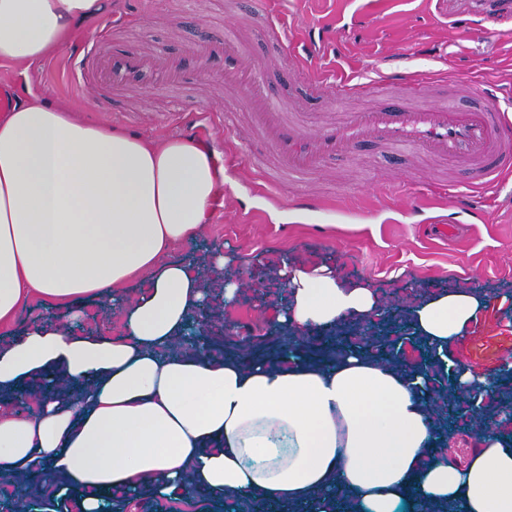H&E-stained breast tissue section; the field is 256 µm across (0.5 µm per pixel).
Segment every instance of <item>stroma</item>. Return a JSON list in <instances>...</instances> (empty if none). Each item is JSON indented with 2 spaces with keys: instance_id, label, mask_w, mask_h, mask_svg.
I'll use <instances>...</instances> for the list:
<instances>
[{
  "instance_id": "stroma-1",
  "label": "stroma",
  "mask_w": 512,
  "mask_h": 512,
  "mask_svg": "<svg viewBox=\"0 0 512 512\" xmlns=\"http://www.w3.org/2000/svg\"><path fill=\"white\" fill-rule=\"evenodd\" d=\"M124 8L135 16L140 43L152 49L178 46L204 29L221 32L227 19H235L247 49L268 65L284 111L305 113L314 127L333 107L305 97L289 79L294 64L288 54H314L316 70H333L339 78L405 60L411 72L429 74L419 96L426 102L451 96L462 106H475L477 98L463 87L476 81L512 96V0H112L113 12ZM474 12L499 18L500 33L474 34L453 25V17ZM272 15L284 22L287 45L261 37ZM2 82L33 86L50 101L69 103L82 117L156 140L189 137L188 114L202 106L233 112L239 129L247 127L241 99L223 84L207 81L116 96L111 109H104L98 97L71 82L63 53L26 77L0 68ZM196 137L224 167V206L194 248H176L173 257L200 263L218 246L235 257L249 275L237 292L238 302L225 305L216 289L210 306L216 319L248 323L246 336L255 343V356L276 353L268 327L288 299L275 272L287 251L303 262L336 266L344 278L370 281L379 298L397 308L456 288L474 290L487 306L451 343L450 354L472 374H499L502 363L494 351L479 356L475 348L488 336L512 341V177L479 195L484 221H457L454 207L436 192L428 195L432 207L415 216L413 192L421 181H462L465 172L450 163L428 157L411 161L367 145L351 161L327 163L324 174L307 183L280 178L278 198L272 201L260 192L261 174L249 164L245 143L225 136L217 123L203 125ZM303 194L321 198L326 210L295 209L293 199ZM434 220L450 224L447 240L431 235L428 226Z\"/></svg>"
}]
</instances>
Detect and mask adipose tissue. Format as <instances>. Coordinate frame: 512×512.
<instances>
[{"label":"adipose tissue","instance_id":"ef3b65f1","mask_svg":"<svg viewBox=\"0 0 512 512\" xmlns=\"http://www.w3.org/2000/svg\"><path fill=\"white\" fill-rule=\"evenodd\" d=\"M106 0H0V66L21 73L103 27ZM224 203V169L191 139L157 142L75 116L28 90L0 113V327L31 302L52 317L0 341V483L38 473L79 512L137 487L158 503L231 496L250 512H512V441L484 438L462 465L434 456L425 373L360 348L337 358L174 348L229 263L170 259L193 247ZM289 302L278 323L301 337L378 315L368 282L282 255ZM142 283L128 296L132 283ZM125 308L116 336L80 330V302ZM455 289L408 312L417 341L443 354L485 307ZM35 401L21 413L17 405Z\"/></svg>","mask_w":512,"mask_h":512}]
</instances>
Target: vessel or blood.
Listing matches in <instances>:
<instances>
[{
  "label": "vessel or blood",
  "mask_w": 512,
  "mask_h": 512,
  "mask_svg": "<svg viewBox=\"0 0 512 512\" xmlns=\"http://www.w3.org/2000/svg\"><path fill=\"white\" fill-rule=\"evenodd\" d=\"M133 26V20L123 16L111 22L109 31L81 42L70 68L72 80L84 87L137 92L220 81L240 95L253 135L288 176L310 177L322 171L328 159L351 156L358 146L371 143L469 169L470 183L445 189L446 198L468 209L476 200V189L501 178L503 161L512 157V135L505 130L503 111L489 101L490 86L478 89V97L485 101L478 109L462 110L449 101L417 107L392 102L346 113L311 134L303 117L282 111L259 60L236 36L234 21L226 22L223 35L204 34L177 51L108 49L113 31ZM296 68L307 96L334 103L401 79L394 71L332 83L312 73L304 60H297Z\"/></svg>",
  "instance_id": "1"
}]
</instances>
